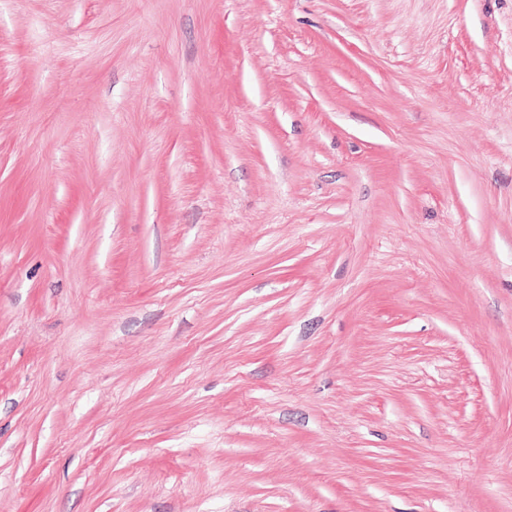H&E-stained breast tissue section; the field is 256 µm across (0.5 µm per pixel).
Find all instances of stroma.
Listing matches in <instances>:
<instances>
[{
	"label": "stroma",
	"mask_w": 512,
	"mask_h": 512,
	"mask_svg": "<svg viewBox=\"0 0 512 512\" xmlns=\"http://www.w3.org/2000/svg\"><path fill=\"white\" fill-rule=\"evenodd\" d=\"M0 512H512V0H0Z\"/></svg>",
	"instance_id": "stroma-1"
}]
</instances>
